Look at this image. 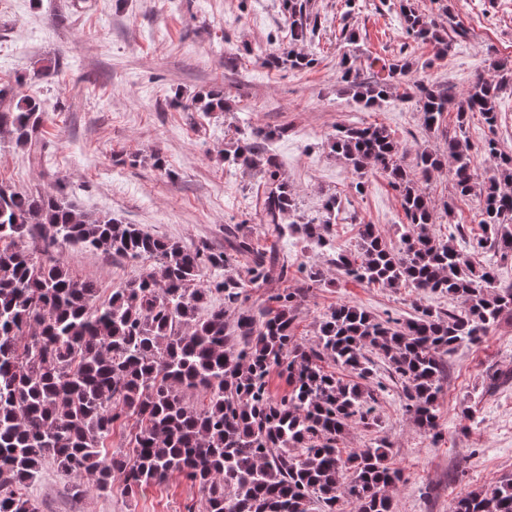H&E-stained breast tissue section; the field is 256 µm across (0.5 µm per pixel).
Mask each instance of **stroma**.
Segmentation results:
<instances>
[{
    "label": "stroma",
    "mask_w": 512,
    "mask_h": 512,
    "mask_svg": "<svg viewBox=\"0 0 512 512\" xmlns=\"http://www.w3.org/2000/svg\"><path fill=\"white\" fill-rule=\"evenodd\" d=\"M413 4L445 29L464 28V35H451L445 57L407 38L399 0H310L321 27L300 49L316 63L297 70L265 63L288 41L283 0H0V86L25 76L26 92L42 101L46 113L43 165L29 164L0 136V182L20 191L62 188L89 213L112 214L189 247L204 242L223 249L228 224L243 225L266 246L273 240L259 209L264 183L256 172L226 170L223 156L241 134L275 129L271 152L295 190L298 215L321 217L331 196L342 204L329 249L299 234L277 242L295 269L289 287L304 291L295 320L299 342L313 345L322 314L340 302L380 317H403L416 306L461 311V300L368 286L339 275L334 265L337 254L357 253L360 225H375L395 245L405 217L385 174H368L363 190H355V175L324 144L328 134L339 125L372 123L388 129L405 159L441 150L455 132L456 115L448 113L440 129L425 128L414 98L418 85L459 96L476 75L493 77L492 61L512 64V0ZM348 30L357 37L361 74L375 58L405 67L390 97L369 110L340 78ZM49 59L56 69L41 74ZM216 86L224 90V110L196 108L194 97ZM175 98L180 106H172ZM467 139L475 179L484 181L491 174L486 140L512 155L511 90L501 96L495 127L472 115ZM422 188L435 205L433 236L447 238L453 223L465 238L480 235L479 201L455 194L449 170L434 173ZM52 253L73 276L95 280L103 301L143 268L62 243ZM302 265L320 269L322 282L306 286ZM447 360L438 434L412 423L402 386L393 382L379 400L378 426L350 425L341 441L348 451L379 440L388 444L392 466L406 477L389 491L393 512H448L455 497L512 475V384L493 392L484 386L488 373L512 370V316L481 344L461 345ZM470 408L476 411L472 420L465 416ZM32 494L44 512H187L201 504L197 489L178 476L133 497L117 476L111 495L92 490L74 499L47 469Z\"/></svg>",
    "instance_id": "obj_1"
}]
</instances>
